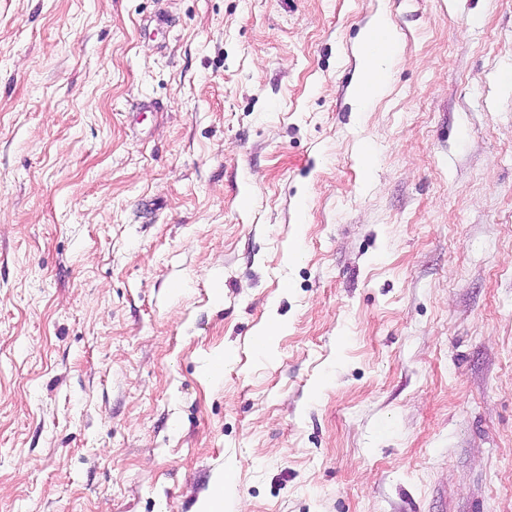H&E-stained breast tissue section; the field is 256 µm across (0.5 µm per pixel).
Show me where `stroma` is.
Listing matches in <instances>:
<instances>
[{
    "instance_id": "stroma-1",
    "label": "stroma",
    "mask_w": 512,
    "mask_h": 512,
    "mask_svg": "<svg viewBox=\"0 0 512 512\" xmlns=\"http://www.w3.org/2000/svg\"><path fill=\"white\" fill-rule=\"evenodd\" d=\"M220 493L512 512V0H0V512ZM398 50L399 42L387 16L379 14L363 37L362 66L356 82V94L361 101H373L385 93L382 70Z\"/></svg>"
}]
</instances>
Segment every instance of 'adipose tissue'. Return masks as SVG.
<instances>
[{
  "label": "adipose tissue",
  "mask_w": 512,
  "mask_h": 512,
  "mask_svg": "<svg viewBox=\"0 0 512 512\" xmlns=\"http://www.w3.org/2000/svg\"><path fill=\"white\" fill-rule=\"evenodd\" d=\"M398 50L399 42L387 16L378 15L363 37L362 66L356 82V94L360 100L372 101L384 94L386 83L382 70Z\"/></svg>",
  "instance_id": "adipose-tissue-1"
}]
</instances>
